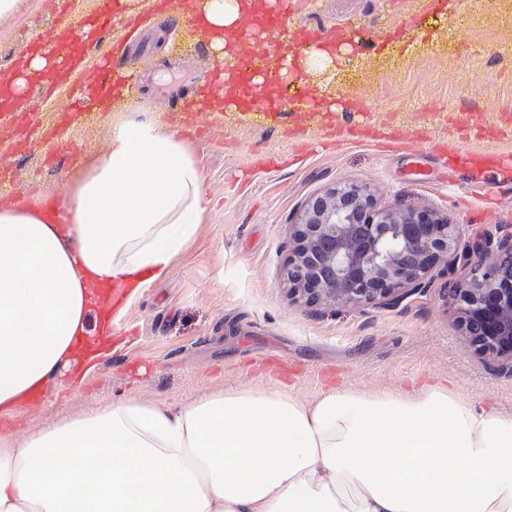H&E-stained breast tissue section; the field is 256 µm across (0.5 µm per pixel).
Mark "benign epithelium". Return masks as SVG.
Segmentation results:
<instances>
[{
    "label": "benign epithelium",
    "instance_id": "7a95c632",
    "mask_svg": "<svg viewBox=\"0 0 512 512\" xmlns=\"http://www.w3.org/2000/svg\"><path fill=\"white\" fill-rule=\"evenodd\" d=\"M287 281L309 303L393 305L425 287L432 268L464 258L470 277L447 289L479 351L504 357L512 372V233L460 247L457 225L410 208L378 209L367 187L351 184L315 198L292 224Z\"/></svg>",
    "mask_w": 512,
    "mask_h": 512
}]
</instances>
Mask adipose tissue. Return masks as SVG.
<instances>
[{
  "instance_id": "1",
  "label": "adipose tissue",
  "mask_w": 512,
  "mask_h": 512,
  "mask_svg": "<svg viewBox=\"0 0 512 512\" xmlns=\"http://www.w3.org/2000/svg\"><path fill=\"white\" fill-rule=\"evenodd\" d=\"M214 51L251 0H186ZM208 209L194 153L141 103L60 208L0 205V418L106 356L127 302ZM0 512H512V414L439 381L400 391L219 389L0 428Z\"/></svg>"
}]
</instances>
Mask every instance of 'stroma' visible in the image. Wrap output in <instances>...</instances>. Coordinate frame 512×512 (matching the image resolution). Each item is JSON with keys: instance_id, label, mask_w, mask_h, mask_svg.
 Masks as SVG:
<instances>
[{"instance_id": "35a3bbf8", "label": "stroma", "mask_w": 512, "mask_h": 512, "mask_svg": "<svg viewBox=\"0 0 512 512\" xmlns=\"http://www.w3.org/2000/svg\"><path fill=\"white\" fill-rule=\"evenodd\" d=\"M154 0H139L137 27L99 30L104 46L139 48L128 66L136 88L113 96L111 110L73 114L53 73L31 78L41 99L36 121L61 128L80 155H54L51 138H26L13 119L0 123V146L16 178L0 205L33 192L63 202L82 165L109 146L118 107L156 108L164 124L190 139L209 211L173 266L143 288L120 333L122 348L100 359L82 385L52 381L21 406L14 426L45 427L116 398L182 406L219 388H283L311 401L331 387L398 390L426 379L451 382L466 400L512 412V373L467 340L435 268L425 288L390 307L309 305L290 296L282 274L290 226L307 203L347 184L367 186L378 206L432 211L459 227L461 241L512 225V169L488 202L444 183L434 150L447 146L468 180L487 171L477 150L512 151V0H299L287 35L267 29L275 51L321 43L336 48L333 68L292 61L283 78L324 108L313 151L301 119L289 111L162 112L158 96L192 86L214 58L210 42L187 23L161 27ZM105 0H22L0 18V74L16 75L36 35L77 36ZM274 169L241 184L257 159Z\"/></svg>"}]
</instances>
